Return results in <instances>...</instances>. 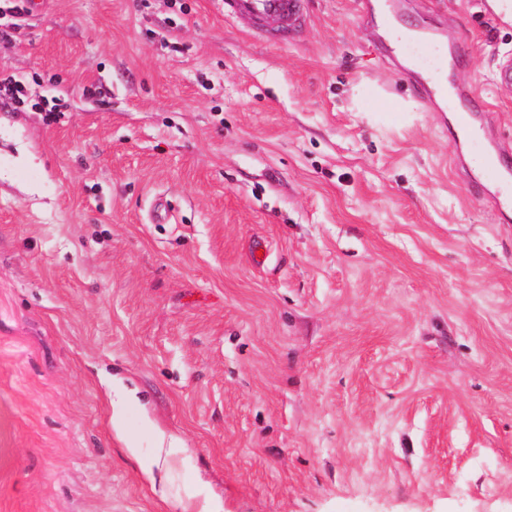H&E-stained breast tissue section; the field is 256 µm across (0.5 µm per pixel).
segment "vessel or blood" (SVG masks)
Masks as SVG:
<instances>
[{
	"instance_id": "obj_1",
	"label": "vessel or blood",
	"mask_w": 512,
	"mask_h": 512,
	"mask_svg": "<svg viewBox=\"0 0 512 512\" xmlns=\"http://www.w3.org/2000/svg\"><path fill=\"white\" fill-rule=\"evenodd\" d=\"M224 14L256 29L277 22L294 30L305 21L304 0H224ZM379 24L385 30L384 56L395 59L408 55L416 61V69L407 70L406 76L418 96L424 102L437 105L440 111L453 114L458 129L473 147V167L481 173L494 172L497 177L496 206L512 211V160L504 153H491L482 143L485 100L474 83L468 81L447 88L443 79L442 47L438 40L429 38L412 46L403 40L391 17H380Z\"/></svg>"
}]
</instances>
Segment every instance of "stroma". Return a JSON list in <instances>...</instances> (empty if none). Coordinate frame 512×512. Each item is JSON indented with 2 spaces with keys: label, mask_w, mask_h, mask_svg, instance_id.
I'll return each instance as SVG.
<instances>
[{
  "label": "stroma",
  "mask_w": 512,
  "mask_h": 512,
  "mask_svg": "<svg viewBox=\"0 0 512 512\" xmlns=\"http://www.w3.org/2000/svg\"><path fill=\"white\" fill-rule=\"evenodd\" d=\"M493 4L400 22L465 40L512 151ZM383 6L280 43L222 0H47L0 41V512H512V213Z\"/></svg>",
  "instance_id": "35a3bbf8"
}]
</instances>
